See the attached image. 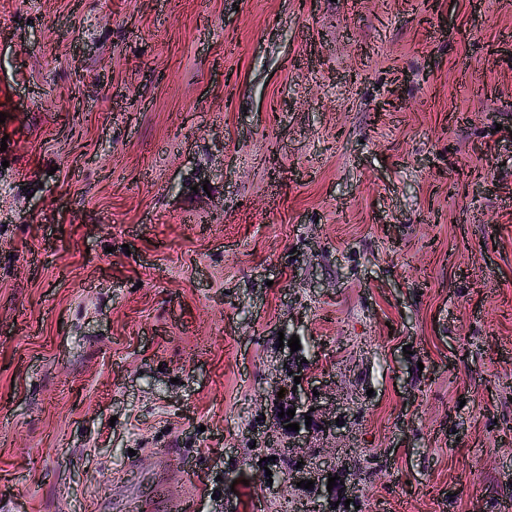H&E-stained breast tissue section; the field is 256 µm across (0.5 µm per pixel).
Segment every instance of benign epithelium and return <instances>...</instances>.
I'll return each mask as SVG.
<instances>
[{
    "instance_id": "obj_1",
    "label": "benign epithelium",
    "mask_w": 512,
    "mask_h": 512,
    "mask_svg": "<svg viewBox=\"0 0 512 512\" xmlns=\"http://www.w3.org/2000/svg\"><path fill=\"white\" fill-rule=\"evenodd\" d=\"M300 378V383H294V378ZM307 377L297 370L288 376L283 382L284 397L282 406L295 410L292 418H280L276 422L275 434L285 440L289 456L303 466L296 469L287 478V482L296 485L301 480L314 481L316 497L310 503L299 501L295 503L297 512H336L333 502L336 501V490H327L328 475H336V471H330L314 461V458L322 452V449L314 447L311 443L313 429L320 430L327 436H335L336 422L329 418V414L322 411L319 398L305 389ZM312 420L311 426H306L305 417ZM290 423L299 424V430L292 431L286 428Z\"/></svg>"
}]
</instances>
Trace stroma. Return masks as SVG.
Returning <instances> with one entry per match:
<instances>
[{
    "label": "stroma",
    "mask_w": 512,
    "mask_h": 512,
    "mask_svg": "<svg viewBox=\"0 0 512 512\" xmlns=\"http://www.w3.org/2000/svg\"><path fill=\"white\" fill-rule=\"evenodd\" d=\"M1 73L0 512H273L292 360L362 512H512V0H0Z\"/></svg>",
    "instance_id": "obj_1"
}]
</instances>
